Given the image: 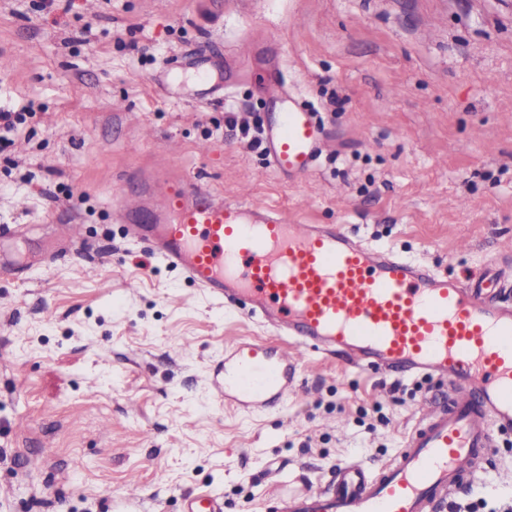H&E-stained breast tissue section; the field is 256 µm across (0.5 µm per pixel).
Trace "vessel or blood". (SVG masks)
Listing matches in <instances>:
<instances>
[{
    "label": "vessel or blood",
    "instance_id": "b4317fda",
    "mask_svg": "<svg viewBox=\"0 0 512 512\" xmlns=\"http://www.w3.org/2000/svg\"><path fill=\"white\" fill-rule=\"evenodd\" d=\"M267 140L278 171L309 174L319 140L310 111L283 104ZM144 198L157 214L149 229L156 256L212 296L249 305L301 349L448 384L447 402L422 405L390 464L343 463L329 486L281 499V512H438L479 478L497 432L512 429V306L498 299L511 278L470 269L439 276L341 225L303 224L194 182L172 193L148 177ZM299 368L298 357L234 340L213 392L265 408L287 399Z\"/></svg>",
    "mask_w": 512,
    "mask_h": 512
}]
</instances>
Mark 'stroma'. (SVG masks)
Segmentation results:
<instances>
[{"instance_id": "1", "label": "stroma", "mask_w": 512, "mask_h": 512, "mask_svg": "<svg viewBox=\"0 0 512 512\" xmlns=\"http://www.w3.org/2000/svg\"><path fill=\"white\" fill-rule=\"evenodd\" d=\"M0 0V105L31 113L0 152V512H279L336 468L389 464L448 385L311 353L268 408L215 402L224 339L275 348L125 232L113 204L165 174L338 224L440 275L512 270V0ZM219 89L194 96L198 72ZM311 109V173L278 172L272 88ZM512 507V430L444 512Z\"/></svg>"}]
</instances>
